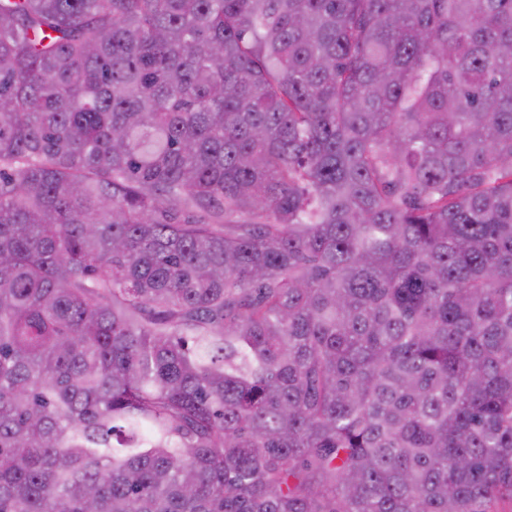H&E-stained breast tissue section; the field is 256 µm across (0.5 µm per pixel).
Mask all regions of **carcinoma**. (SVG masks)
Listing matches in <instances>:
<instances>
[{"label": "carcinoma", "mask_w": 512, "mask_h": 512, "mask_svg": "<svg viewBox=\"0 0 512 512\" xmlns=\"http://www.w3.org/2000/svg\"><path fill=\"white\" fill-rule=\"evenodd\" d=\"M512 503V0H0V512Z\"/></svg>", "instance_id": "1"}]
</instances>
